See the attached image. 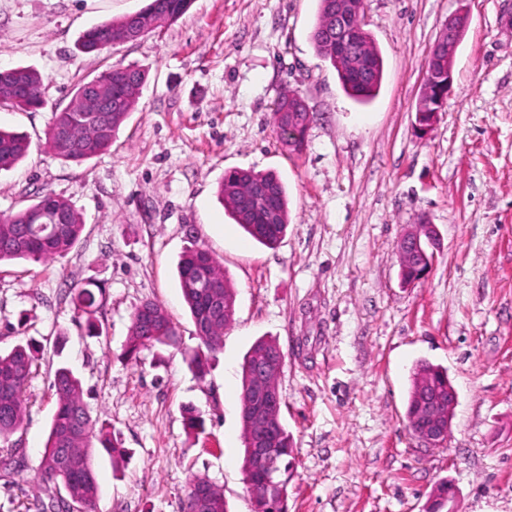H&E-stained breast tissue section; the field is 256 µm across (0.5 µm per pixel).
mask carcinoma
Instances as JSON below:
<instances>
[{
	"mask_svg": "<svg viewBox=\"0 0 512 512\" xmlns=\"http://www.w3.org/2000/svg\"><path fill=\"white\" fill-rule=\"evenodd\" d=\"M193 0H149L154 10L140 19L132 15L113 19L88 30L82 36L80 48L87 54L98 53L113 44L134 41L162 22H172L190 8ZM332 0H320L319 16L312 32L317 53L326 58L330 53L327 29ZM383 68H374L370 80L358 81L350 73H338L344 91L351 97L365 101L377 90ZM146 75L133 67L113 66L95 81L104 85L116 103L110 112L101 113L99 126L82 129L74 141L57 138L56 130L70 122L80 108V94L85 84L74 91L70 104L54 113L46 137L47 147L66 161L81 163L91 159L112 145L120 126L128 118L139 99ZM41 74L33 68L15 67L0 71V98L6 105L37 110L44 106L40 95ZM29 141L21 133L0 129V169L20 162L27 154ZM262 186L268 197V206L277 214L271 221L265 208L242 209L240 202L253 186ZM218 198L232 220L251 238L270 248L276 247L285 236L290 214L286 188L279 176L271 171L237 169L224 174L218 188ZM84 229L80 212L67 200L51 193L37 196L30 206L0 215V263L17 259L34 262H54L64 258L79 239ZM400 265L406 278H413L427 265L433 254H416L405 244L400 246ZM208 269L220 280L221 297L228 302L225 315L218 321L208 316L209 295L206 286L196 277L199 270ZM177 276L182 297L193 320L200 344L183 352L188 368L200 379L206 375L209 356L221 351L224 330L235 320L237 292L213 255L201 247L187 249L177 263ZM77 311L91 315L100 306L95 293L85 286L74 285ZM178 346L177 329L166 310L154 301H145L130 317L125 347L121 356L135 359L148 347ZM38 350L29 342L16 344L10 351L0 353V470L18 472L24 466L25 449L11 437L21 428L27 411L25 390L36 372ZM448 399V373L428 362L418 363L411 376L407 420L412 433L421 423L420 399L425 389ZM56 409L39 466L41 481L48 488L61 487L65 495L50 496L51 503L40 505L41 512H96L98 480L93 462L95 445L112 457L117 464L131 456V450L122 447L116 433L98 424L92 418L84 399L81 379L69 368L60 367L50 382ZM276 438L282 451L277 456L281 469V491L275 512H288V483L293 468L292 437L283 422H278ZM183 512H228L224 494L208 479H191Z\"/></svg>",
	"mask_w": 512,
	"mask_h": 512,
	"instance_id": "cac0c4a2",
	"label": "carcinoma"
}]
</instances>
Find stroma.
Returning <instances> with one entry per match:
<instances>
[{"instance_id":"1","label":"stroma","mask_w":512,"mask_h":512,"mask_svg":"<svg viewBox=\"0 0 512 512\" xmlns=\"http://www.w3.org/2000/svg\"><path fill=\"white\" fill-rule=\"evenodd\" d=\"M147 0H0V70L41 72L46 105L0 106V128L25 134L27 158L0 170V214L38 194L68 200L85 227L62 261L0 266V350L42 351L16 439L21 472H0V512H31L55 400V369L81 378L93 418L133 451L95 455L97 512H182L191 476L251 512L242 471L240 365L273 337L284 353L282 418L293 438L288 512H424L444 480L457 512H512V0H365L383 59L367 104L342 89L312 42L319 0H193L137 40L84 54L89 28ZM467 16L451 90L432 130L415 133L431 48L449 16ZM147 74L112 146L83 163L45 147L52 113L79 83L113 66ZM298 92L314 115L288 152L272 121ZM275 172L290 224L267 248L216 197L225 171ZM418 224L440 238L425 279L402 286L398 245ZM208 249L237 291L224 348L197 378L182 353L199 340L176 265ZM103 289L87 336L67 289ZM160 303L179 348L122 358L130 316ZM447 369L458 405L445 447H425L406 418L412 370ZM206 420L188 434L184 408Z\"/></svg>"}]
</instances>
